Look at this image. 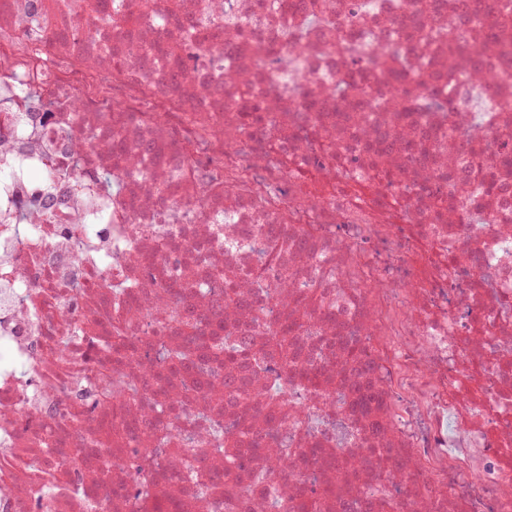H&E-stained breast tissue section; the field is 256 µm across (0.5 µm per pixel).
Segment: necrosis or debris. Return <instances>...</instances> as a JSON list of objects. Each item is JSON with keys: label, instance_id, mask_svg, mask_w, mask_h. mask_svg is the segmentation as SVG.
<instances>
[{"label": "necrosis or debris", "instance_id": "necrosis-or-debris-1", "mask_svg": "<svg viewBox=\"0 0 512 512\" xmlns=\"http://www.w3.org/2000/svg\"><path fill=\"white\" fill-rule=\"evenodd\" d=\"M305 2L150 0L132 28L137 0H0V98L25 103L0 113V512H126L128 462L160 428L183 445L154 475L160 512H268L273 497L298 512L308 478L328 489L322 512H512V155L497 152L512 27L488 11L454 45H426L416 34L462 0H322L336 29L286 45ZM342 32L368 59L402 43L414 76L442 75L449 110L337 104ZM477 74L494 122L475 135ZM285 79L297 98L279 95ZM253 102L272 124L241 125ZM369 140L385 141L381 159ZM493 153L506 187L473 196L484 223L402 194ZM33 169L51 209L29 205ZM267 256L270 293L253 288ZM307 288L324 303L303 313L294 365L321 389L289 395L287 414L267 411L260 376L229 399L223 360L202 389L163 370L180 333L154 312L260 348ZM118 318L134 346L121 357ZM341 380L377 388L379 434L339 402ZM236 418L241 468L267 480L245 500L195 498L196 466L224 475L209 421Z\"/></svg>", "mask_w": 512, "mask_h": 512}]
</instances>
